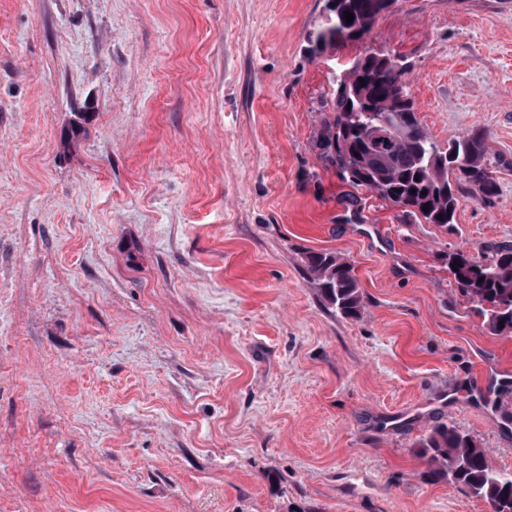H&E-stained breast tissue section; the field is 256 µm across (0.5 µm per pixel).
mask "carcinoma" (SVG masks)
I'll return each mask as SVG.
<instances>
[{
    "label": "carcinoma",
    "mask_w": 512,
    "mask_h": 512,
    "mask_svg": "<svg viewBox=\"0 0 512 512\" xmlns=\"http://www.w3.org/2000/svg\"><path fill=\"white\" fill-rule=\"evenodd\" d=\"M397 0H326L328 22L311 40L317 55L328 47L357 42L370 35L379 18ZM354 16L346 22L345 12ZM365 82H360V79ZM317 137L319 157L358 187L400 209L404 218L448 227L461 196L489 202L498 184L486 162L484 133L454 137L441 148L418 120L407 72L393 57L369 53L355 60L337 81L327 101ZM386 115L391 138H376L375 119ZM427 194H422V191ZM458 292L494 336L512 334V244L476 257L462 249L446 256ZM306 266L323 299L345 318H358L364 296L352 265L333 252H310ZM430 484H453L512 512V472L490 462L488 451L471 436L438 422L416 443Z\"/></svg>",
    "instance_id": "obj_1"
}]
</instances>
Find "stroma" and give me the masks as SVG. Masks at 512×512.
I'll return each instance as SVG.
<instances>
[{
  "label": "stroma",
  "mask_w": 512,
  "mask_h": 512,
  "mask_svg": "<svg viewBox=\"0 0 512 512\" xmlns=\"http://www.w3.org/2000/svg\"><path fill=\"white\" fill-rule=\"evenodd\" d=\"M325 3L0 0V512H487L413 444L445 422L512 471V337L444 264L512 243V0H397L313 55ZM368 51L437 144L486 133L492 203L412 223L323 167ZM306 266L323 299L345 318H359L364 296L352 265L333 252H310Z\"/></svg>",
  "instance_id": "1"
}]
</instances>
